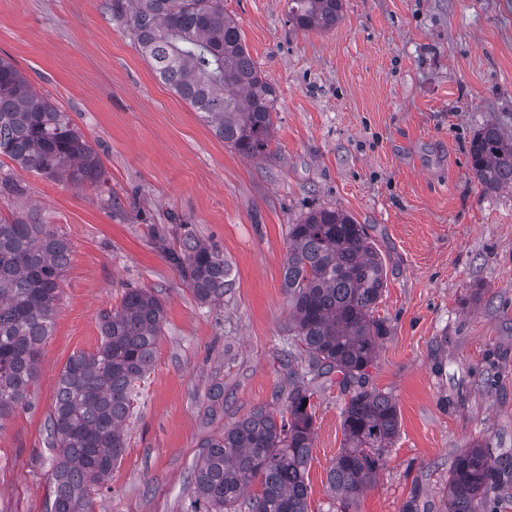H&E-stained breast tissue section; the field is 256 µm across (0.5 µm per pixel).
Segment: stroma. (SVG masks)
Instances as JSON below:
<instances>
[{"mask_svg":"<svg viewBox=\"0 0 512 512\" xmlns=\"http://www.w3.org/2000/svg\"><path fill=\"white\" fill-rule=\"evenodd\" d=\"M106 0H0V55L63 109L99 153L107 189L17 168L0 209H37L72 255L30 404L0 422V512H46L49 415L67 359L95 350L126 287L165 305L127 447L92 512H188L208 436L286 385L282 287L289 224L339 208L387 270L388 334L369 383L400 411L374 482L350 507L327 484L345 393L319 381L310 512H440L448 469L475 441L512 458V189L484 191L467 155L484 125L512 138V0H344L327 31H294L286 0H224L277 92L273 140L241 156L155 76ZM190 225L233 267L223 305L199 304L151 227ZM224 385V409L207 413Z\"/></svg>","mask_w":512,"mask_h":512,"instance_id":"1","label":"stroma"}]
</instances>
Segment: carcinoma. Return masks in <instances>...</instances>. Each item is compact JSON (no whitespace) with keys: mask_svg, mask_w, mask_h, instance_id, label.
Returning <instances> with one entry per match:
<instances>
[{"mask_svg":"<svg viewBox=\"0 0 512 512\" xmlns=\"http://www.w3.org/2000/svg\"><path fill=\"white\" fill-rule=\"evenodd\" d=\"M296 31H326L343 0H287ZM153 71L246 158L269 152L276 92L257 68L224 0H107ZM19 168L73 183L107 184L98 153L50 98L0 57V156ZM468 157L486 190L512 187V139L489 124ZM175 242L162 224L155 246L179 270L194 299L217 305L234 287L224 251L186 224ZM282 288L288 295V348L281 353L287 405L259 407L204 439L188 477L191 512H309L307 470L314 413L310 379L349 392L342 410L343 448L327 481L349 503L374 480L399 428L391 396L368 386V368L388 334L374 317L385 288L383 259L367 228L343 210L318 208L288 225ZM72 247L31 215L0 212V422L28 404L42 344L52 332L59 281ZM164 304L146 288L127 287L116 308L100 313V346L71 355L61 373L47 432L58 452L50 512H91L95 495L127 447L125 422L139 382L152 369ZM508 457L483 442L458 453L441 497L442 512H495L512 481ZM260 490L248 498L253 481Z\"/></svg>","mask_w":512,"mask_h":512,"instance_id":"obj_1","label":"carcinoma"}]
</instances>
